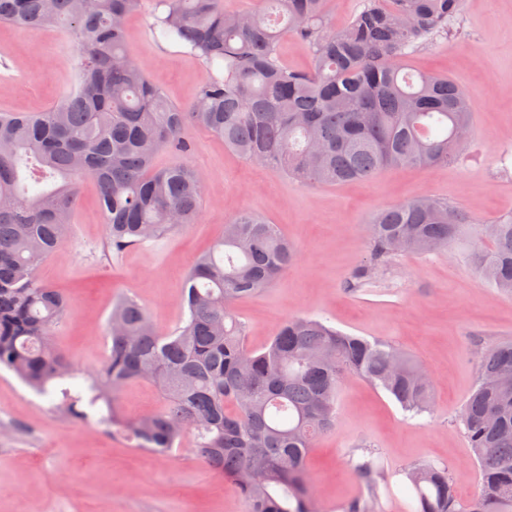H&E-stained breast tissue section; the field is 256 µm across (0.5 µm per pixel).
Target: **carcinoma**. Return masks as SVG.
I'll return each mask as SVG.
<instances>
[{
	"mask_svg": "<svg viewBox=\"0 0 512 512\" xmlns=\"http://www.w3.org/2000/svg\"><path fill=\"white\" fill-rule=\"evenodd\" d=\"M142 2L0 0V22L61 29L77 68L74 89L53 107L0 113V370L140 448L167 453L188 444L231 483L246 512H315L308 459L336 424L342 380L363 378L414 415L432 411L435 390L423 364L395 346L309 316L284 321L259 350L246 347L235 302L271 285L295 258L277 225L249 210L225 224L189 269L186 318L170 332L157 330L137 300L117 301L105 359L93 372L57 348L69 303L37 271L62 245L86 178L98 188L107 244L117 251L192 223L201 173L185 162L155 165L163 150H191V125L308 185L457 162L453 132L471 125L473 102L449 78L411 70L407 50L448 35L462 0H366L340 28L328 0H262L235 13L224 0H154L151 30L207 68L184 106L150 82L125 42L126 20ZM288 36L309 47L308 70L282 62ZM365 234L368 258L351 272L352 289L400 255L467 244L480 277L512 295V216L489 232L447 201L421 195L379 211ZM133 381L158 385L162 403L129 419L117 400ZM459 421L478 465L477 496L459 501L448 466L419 463L404 470L411 512H512V341L479 354ZM349 464L367 496L346 512H372L380 489H390L384 466L371 451Z\"/></svg>",
	"mask_w": 512,
	"mask_h": 512,
	"instance_id": "carcinoma-1",
	"label": "carcinoma"
}]
</instances>
